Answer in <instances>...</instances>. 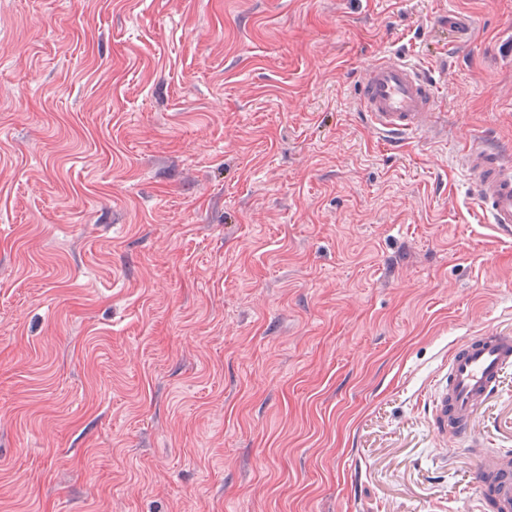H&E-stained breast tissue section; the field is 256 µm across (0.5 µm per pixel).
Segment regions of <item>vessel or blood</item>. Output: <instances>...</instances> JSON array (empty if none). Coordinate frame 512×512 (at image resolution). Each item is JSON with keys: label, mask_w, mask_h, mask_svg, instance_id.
<instances>
[{"label": "vessel or blood", "mask_w": 512, "mask_h": 512, "mask_svg": "<svg viewBox=\"0 0 512 512\" xmlns=\"http://www.w3.org/2000/svg\"><path fill=\"white\" fill-rule=\"evenodd\" d=\"M436 81L411 60L382 55L365 73L356 102L366 125L390 143L413 141L424 131L445 135L435 119ZM464 167L482 212L495 231L512 236V158L481 146L466 148ZM512 367V326H493L448 350L432 402L430 423L440 440L467 438L478 410ZM479 487L496 512H512V458L481 449Z\"/></svg>", "instance_id": "vessel-or-blood-1"}]
</instances>
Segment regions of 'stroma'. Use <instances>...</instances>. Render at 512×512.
Returning a JSON list of instances; mask_svg holds the SVG:
<instances>
[{
	"label": "stroma",
	"mask_w": 512,
	"mask_h": 512,
	"mask_svg": "<svg viewBox=\"0 0 512 512\" xmlns=\"http://www.w3.org/2000/svg\"><path fill=\"white\" fill-rule=\"evenodd\" d=\"M440 87L393 148L379 55ZM512 0H0V512H475L448 349L512 325ZM512 450V369L473 428ZM437 97V82L417 64L383 54L362 78L356 102L373 133L401 144L423 131L445 135L446 127L434 119ZM464 167L470 175L473 193L495 231L512 236V159L481 146L463 152Z\"/></svg>",
	"instance_id": "1"
}]
</instances>
